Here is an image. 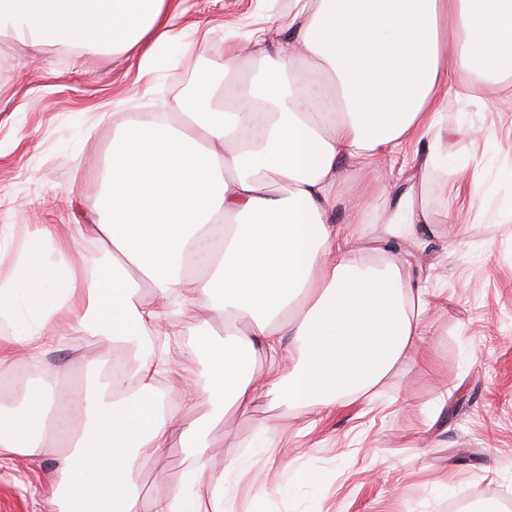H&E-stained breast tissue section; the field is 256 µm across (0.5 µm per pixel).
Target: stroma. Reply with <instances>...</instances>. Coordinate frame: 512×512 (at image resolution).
<instances>
[{
  "label": "stroma",
  "instance_id": "stroma-1",
  "mask_svg": "<svg viewBox=\"0 0 512 512\" xmlns=\"http://www.w3.org/2000/svg\"><path fill=\"white\" fill-rule=\"evenodd\" d=\"M289 0H181L177 28L201 31L177 52L152 85L136 60L120 53L46 41L33 53L25 39L0 34V248L12 250L52 230L83 277L107 258L76 225L97 219L90 202L102 187L113 128L149 100L176 105L205 69L224 66V37L261 15L287 14ZM489 142L472 141L468 123ZM443 150L466 162L495 193L473 202L459 193L456 173L431 175L423 199L428 230L410 237L366 225L365 261L378 254L408 259L440 305L426 332L432 363L398 364L366 399L311 415L304 408L259 406L228 416V449L248 451L261 431L282 452L259 465L242 488L236 512H448L467 494L470 512H499L512 499V222L494 214L512 197V101L449 102ZM117 359L119 350L72 334L45 355V370L73 369L74 354ZM316 420L311 432L306 421ZM59 449L34 457L0 455V512H54ZM186 457L172 441L142 461V496L174 489ZM301 471L314 474L304 485Z\"/></svg>",
  "mask_w": 512,
  "mask_h": 512
}]
</instances>
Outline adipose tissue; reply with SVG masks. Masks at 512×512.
Instances as JSON below:
<instances>
[{
	"label": "adipose tissue",
	"instance_id": "1",
	"mask_svg": "<svg viewBox=\"0 0 512 512\" xmlns=\"http://www.w3.org/2000/svg\"><path fill=\"white\" fill-rule=\"evenodd\" d=\"M240 39L226 37L224 70L198 74L177 105L179 121L139 112L112 133L105 185L92 201L104 217L89 230L109 268L80 279L43 241L15 257L22 287L0 285V320L13 343L46 352L72 332L110 342L128 363L99 365L81 406L65 377L27 383L20 402L0 401V453L31 457L59 425L74 449L59 466V512H232L253 453L229 457L210 498L200 492L209 438L228 411L269 399L319 411L364 395L404 360L426 361L432 292L409 265L370 264L359 245L366 212L389 232L428 223L421 204L442 149L449 99L470 100L512 80V0H293ZM170 0H0V32L123 53L155 78L183 34ZM292 28L289 50L281 36ZM252 48L259 83L227 82L241 46ZM469 74L465 86L460 74ZM426 142L397 199L338 193L349 176L379 182L382 161ZM348 223L336 222L337 209ZM200 265L196 275L191 265ZM150 288L151 299L140 297ZM196 321L180 362L177 405L156 386L167 356L140 359L141 337L176 335L173 297ZM223 329H216V319ZM247 329H238L239 319ZM206 401V414L188 409ZM188 445L178 489L142 497V457L172 438Z\"/></svg>",
	"mask_w": 512,
	"mask_h": 512
}]
</instances>
